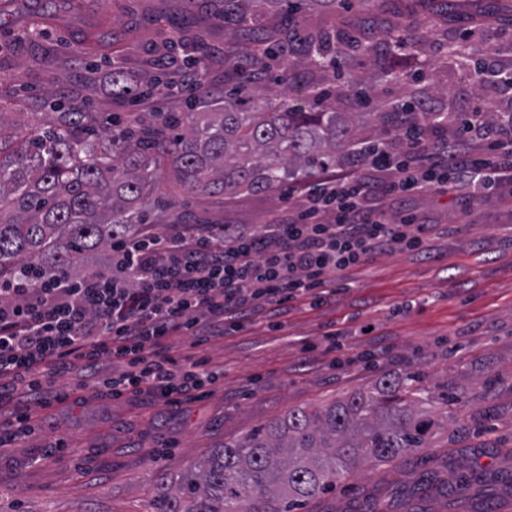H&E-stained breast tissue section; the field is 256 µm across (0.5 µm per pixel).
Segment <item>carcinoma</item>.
Here are the masks:
<instances>
[{
    "mask_svg": "<svg viewBox=\"0 0 512 512\" xmlns=\"http://www.w3.org/2000/svg\"><path fill=\"white\" fill-rule=\"evenodd\" d=\"M323 9L337 0H213L224 25L272 47L242 61H224L244 80L267 67L272 51L288 58L290 90L317 103L311 69L338 67L341 55L365 56L390 45L395 33L410 42L404 13L392 0H354L362 11H386L391 20L373 33L344 36L341 21L313 34L300 4ZM472 6L482 16L494 10L512 26V0H418L429 15L452 21ZM263 11L282 14L263 34L253 25ZM192 43L187 66L198 74V99L189 112H167L149 125L136 117L119 121L87 112H58L34 128L23 113L0 112V279L28 263L50 275L68 270L86 253L112 251V242L143 229L146 210L164 221L181 194H225L277 189L292 170L311 176L333 165L354 143L351 123L334 112L301 104L274 108L260 97L240 103L214 94L200 55L202 41L172 27L170 44ZM169 54L140 81L112 68L110 95L137 99L168 87ZM461 400L449 381L434 389L421 375L383 377L369 392H354L321 407L297 408L234 443L212 448L175 487L163 489L148 512H308L311 499L367 462L409 456L428 445L439 427L435 413Z\"/></svg>",
    "mask_w": 512,
    "mask_h": 512,
    "instance_id": "cac0c4a2",
    "label": "carcinoma"
}]
</instances>
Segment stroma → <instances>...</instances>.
Here are the masks:
<instances>
[{
	"instance_id": "stroma-1",
	"label": "stroma",
	"mask_w": 512,
	"mask_h": 512,
	"mask_svg": "<svg viewBox=\"0 0 512 512\" xmlns=\"http://www.w3.org/2000/svg\"><path fill=\"white\" fill-rule=\"evenodd\" d=\"M184 0H0V32H46L65 52L44 55L24 44L0 53V109L30 112L43 123L48 95L91 112L121 117L136 104L99 90L113 65L144 76L158 55L167 21ZM192 32L208 48L211 88L235 93L224 57L239 40L194 8ZM455 26L440 24L426 43L402 55L399 77H379L368 97L386 107L426 94L436 111L483 96L464 70L448 65ZM401 209L437 224L420 252L377 256L340 280L335 301L291 304L284 328L258 324L196 343L179 338L181 353L207 359L221 374L207 396L178 405L96 396L78 389L83 373L56 376L52 392L65 402H31L34 431L0 448V512H146L161 485L179 484L200 454L284 417L352 391H369L387 375L421 370L429 385L454 379L466 389L431 447L362 467L314 499L310 512H512V204L489 192L468 203L426 193ZM279 192L225 197L183 195L174 224H247L256 229L287 219ZM346 330L347 347L327 349L328 325ZM492 386H484L486 377ZM65 450L43 463L31 458L56 440Z\"/></svg>"
}]
</instances>
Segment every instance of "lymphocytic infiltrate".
<instances>
[{
    "instance_id": "lymphocytic-infiltrate-1",
    "label": "lymphocytic infiltrate",
    "mask_w": 512,
    "mask_h": 512,
    "mask_svg": "<svg viewBox=\"0 0 512 512\" xmlns=\"http://www.w3.org/2000/svg\"><path fill=\"white\" fill-rule=\"evenodd\" d=\"M481 101L451 110L446 136L396 106L387 138L362 142L350 169L300 190L287 223L250 228L176 225L114 244L104 271L27 270L0 282V400L39 392L45 374L120 363L93 383L120 397L176 404L213 385L205 360L178 353L176 338L224 336L296 301L331 302L337 277L395 250H419L436 225L381 207L390 196L456 193L474 202L499 190L512 200V101L490 122ZM387 171L367 180L360 170Z\"/></svg>"
}]
</instances>
